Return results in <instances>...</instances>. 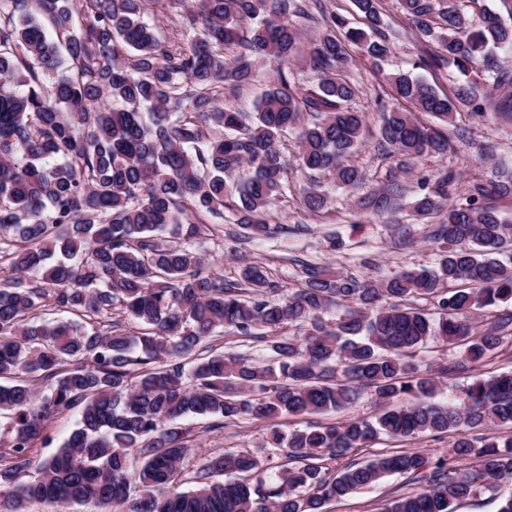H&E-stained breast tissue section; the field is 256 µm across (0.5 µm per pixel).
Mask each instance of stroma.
Wrapping results in <instances>:
<instances>
[{
	"mask_svg": "<svg viewBox=\"0 0 512 512\" xmlns=\"http://www.w3.org/2000/svg\"><path fill=\"white\" fill-rule=\"evenodd\" d=\"M385 20L393 42V52L379 66H371L366 58L355 56L349 76L362 89L358 105L367 116L370 129L380 124L375 100L386 87L384 76L402 70L411 76L428 81L437 91L450 92L460 80L455 67L434 73L420 65L423 46L402 15L397 0H384ZM456 147L455 153L445 156L427 154L412 165L410 174L400 176L404 185V203L394 213L375 217L358 210L357 202L368 187L384 183L386 164L373 145L355 152L350 161L363 169L368 177L367 187L338 189L332 183L324 188L331 200L327 209L313 216L299 210L294 192L307 183L306 175L297 168L288 171L291 195L274 207L270 221L281 225V232L269 239H252L243 225L231 217L221 219L204 216L207 224H217L218 232L197 240L195 247L205 257L206 270L223 273L225 281L238 280L243 263L257 262L286 290L296 288L301 262H311L327 268L345 271L363 279H379L403 269L432 267L437 259V246L429 241L430 225L412 217L409 203L417 191L418 178L453 169L459 188H466L475 179L487 176L492 160H512V122L497 118L484 122L458 115L445 125ZM183 425L191 430L195 446L183 466L184 488L195 486L196 473L210 455L224 450L247 451L256 456L264 467L278 465L279 455L265 445L268 423L243 420L223 429L211 426L210 419L185 416ZM411 477L390 475L362 489L346 500L333 504L330 512H381L386 500L415 490Z\"/></svg>",
	"mask_w": 512,
	"mask_h": 512,
	"instance_id": "1",
	"label": "stroma"
}]
</instances>
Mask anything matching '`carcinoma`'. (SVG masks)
I'll return each mask as SVG.
<instances>
[{
    "label": "carcinoma",
    "mask_w": 512,
    "mask_h": 512,
    "mask_svg": "<svg viewBox=\"0 0 512 512\" xmlns=\"http://www.w3.org/2000/svg\"><path fill=\"white\" fill-rule=\"evenodd\" d=\"M363 27L332 13L305 58L316 77L305 91L288 80L301 56L297 21L316 22L307 0H0V512L31 501L93 503L115 512H327L326 505L408 474L425 487L388 500L382 512H455L483 489L512 481V370L475 377L456 402L432 401L446 375L470 372L512 335V225L489 204L512 195V166L454 198L446 169L422 181L412 209L444 215L431 235L435 265L381 279L307 265L301 288L284 295L266 269L242 266L240 280L205 274L192 243L209 224L188 212L222 214L254 237L280 229L267 217L289 190L288 168L309 175L307 212L324 209L327 178L355 189L365 173L345 163L363 143L360 88L346 76L358 53L377 65L392 47L384 0H354ZM414 30L434 47L423 66L466 75L482 62L493 87L512 71L492 49H512V26L482 9L468 15L436 0H398ZM186 11L185 45L164 39L150 18ZM275 78L249 112L236 104L262 65ZM377 103V150L401 172L425 154H446L448 136L419 122L426 112L451 123L486 115V81L451 93L405 74L386 78ZM299 131L295 160L281 150ZM403 187L368 193L375 216L400 207ZM178 225L173 238L167 226ZM424 299L426 311L412 304ZM81 321L40 318L38 309ZM135 322L130 332L114 311ZM481 310L486 323L473 320ZM274 336L276 366L208 344L218 329ZM457 344L458 357L424 368L427 342ZM391 403L373 419L308 424L288 433L272 421L337 410L360 391ZM76 411L80 427L33 467V449L55 416ZM224 428L268 421L270 447L285 461L266 479L244 451L209 457L197 485L179 490L192 447L186 414ZM479 434L473 435L471 431ZM451 434L448 459L393 451L334 471L324 461L384 436L405 441ZM468 466L464 472L459 467ZM215 473L224 481L211 482Z\"/></svg>",
    "instance_id": "cac0c4a2"
}]
</instances>
